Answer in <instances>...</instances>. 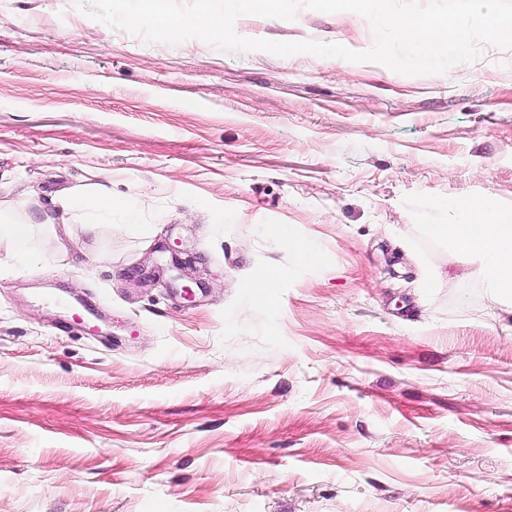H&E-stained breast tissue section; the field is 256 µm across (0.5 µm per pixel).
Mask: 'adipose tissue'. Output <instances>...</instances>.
I'll return each mask as SVG.
<instances>
[{
	"label": "adipose tissue",
	"instance_id": "1",
	"mask_svg": "<svg viewBox=\"0 0 512 512\" xmlns=\"http://www.w3.org/2000/svg\"><path fill=\"white\" fill-rule=\"evenodd\" d=\"M56 202L74 224H99L112 213L111 195L95 185L79 193H61ZM449 208L465 215V222L435 225V233L448 241L455 256L478 265L497 302H512V224L477 199L459 197Z\"/></svg>",
	"mask_w": 512,
	"mask_h": 512
}]
</instances>
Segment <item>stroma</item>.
Masks as SVG:
<instances>
[{"mask_svg":"<svg viewBox=\"0 0 512 512\" xmlns=\"http://www.w3.org/2000/svg\"><path fill=\"white\" fill-rule=\"evenodd\" d=\"M91 184L111 223L0 244V512H512V310L433 231L512 219V49L409 76L0 0V216Z\"/></svg>","mask_w":512,"mask_h":512,"instance_id":"1","label":"stroma"}]
</instances>
